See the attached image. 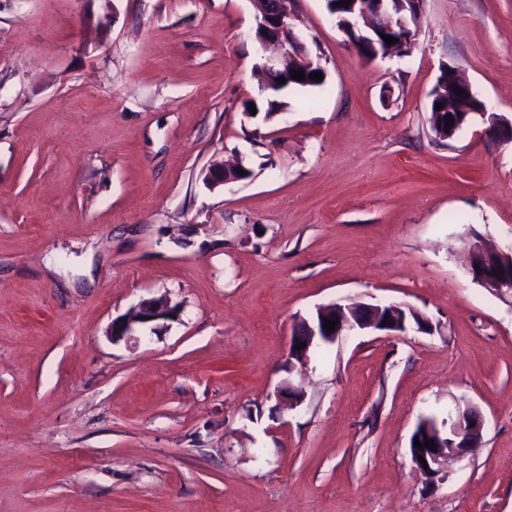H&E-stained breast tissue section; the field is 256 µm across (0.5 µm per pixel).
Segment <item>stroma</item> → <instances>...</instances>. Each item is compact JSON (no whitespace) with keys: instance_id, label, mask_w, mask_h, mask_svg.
<instances>
[{"instance_id":"1","label":"stroma","mask_w":512,"mask_h":512,"mask_svg":"<svg viewBox=\"0 0 512 512\" xmlns=\"http://www.w3.org/2000/svg\"><path fill=\"white\" fill-rule=\"evenodd\" d=\"M291 9L325 83L265 122L252 0H0V512H512V291L464 270L468 233L512 249V143L428 123L444 64L512 118V0H426L373 60ZM151 296L177 318L113 342ZM333 302L432 330L289 366ZM457 404L482 443L425 483L410 438ZM238 169L249 170L242 163L232 167L215 164L209 169L204 180L210 187L235 183L243 180L239 178L240 174L236 173Z\"/></svg>"}]
</instances>
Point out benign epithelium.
Listing matches in <instances>:
<instances>
[{"instance_id": "obj_1", "label": "benign epithelium", "mask_w": 512, "mask_h": 512, "mask_svg": "<svg viewBox=\"0 0 512 512\" xmlns=\"http://www.w3.org/2000/svg\"><path fill=\"white\" fill-rule=\"evenodd\" d=\"M287 0H264L261 12L256 17L255 40L260 49L273 48V54L262 57L258 68L267 76H283L293 67L308 73L323 70L321 57L312 52L307 42L301 38L290 22L286 10ZM425 0H351L347 13H332L339 21L340 29L348 37L361 56L378 52L377 46L385 43L381 36L392 33L398 42L386 46V50L405 54L417 36L418 22L423 14ZM448 93L456 102V109L451 111L453 126L449 127L448 137H453L457 130L467 123L469 115H486L485 105L470 106L476 98L471 85L459 78L458 72L450 67L447 76ZM459 87L464 93L458 94L454 88ZM483 134L495 141H512V121H505L495 116L490 117L489 125ZM247 170L242 164L237 166L213 165L204 180L207 185L220 186L240 181L236 170ZM507 253L488 248L480 236L474 234L467 242L466 274L473 280L496 290L511 289L512 277L499 273L505 268ZM177 308L170 305L164 297L141 301L134 311L112 322L109 335L112 341L129 339L142 327L171 320ZM338 319L335 331L325 329V321ZM390 323L383 324L384 320ZM419 333L432 331L430 321L413 309L401 304L388 305H352L342 306L334 303L319 306L316 315L309 319H299L293 326L288 344V364L295 362L305 365L309 362L313 350L321 345L335 343L342 336L357 332L378 331L386 333H405L409 329ZM305 344L298 350L296 346ZM446 432H441L436 419L428 418L423 423V432L417 435L420 443L438 440L436 449L423 448L414 450L411 460L416 472L422 478L432 481L438 475L442 463L452 454L458 459L465 458L471 449L479 446L485 427L481 411L473 406H456L448 410L444 421ZM425 462H420L419 458Z\"/></svg>"}]
</instances>
